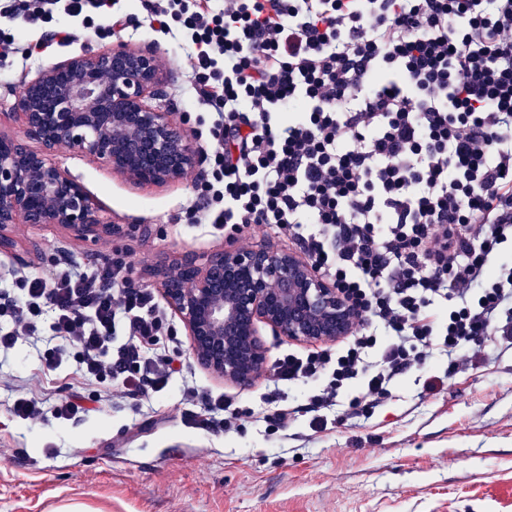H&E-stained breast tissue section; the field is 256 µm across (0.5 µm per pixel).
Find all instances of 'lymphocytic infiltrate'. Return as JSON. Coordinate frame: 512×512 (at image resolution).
Returning a JSON list of instances; mask_svg holds the SVG:
<instances>
[{"label":"lymphocytic infiltrate","mask_w":512,"mask_h":512,"mask_svg":"<svg viewBox=\"0 0 512 512\" xmlns=\"http://www.w3.org/2000/svg\"><path fill=\"white\" fill-rule=\"evenodd\" d=\"M110 0H0L22 28ZM179 29L212 114L197 221L265 225L299 245L356 308L336 350L283 353L278 381L318 380L310 427L341 389L379 403L434 353L473 364L512 346V0H149ZM0 293V349L51 335L100 395L161 391L168 316L122 262L22 277ZM131 345L116 349L117 329ZM15 417L72 420L80 399L17 398Z\"/></svg>","instance_id":"lymphocytic-infiltrate-1"}]
</instances>
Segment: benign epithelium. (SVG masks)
<instances>
[{"label":"benign epithelium","instance_id":"7a95c632","mask_svg":"<svg viewBox=\"0 0 512 512\" xmlns=\"http://www.w3.org/2000/svg\"><path fill=\"white\" fill-rule=\"evenodd\" d=\"M158 80L155 52L119 43L46 69L22 87L16 117L23 138H0V249L11 246L8 230L16 224H59L79 238L114 231L83 187L52 162L60 146L111 165L135 184L177 180L197 166L190 135L148 102ZM154 274L197 364L241 386L266 371L258 324L318 343L349 335L356 319L334 284L287 250L184 255Z\"/></svg>","mask_w":512,"mask_h":512}]
</instances>
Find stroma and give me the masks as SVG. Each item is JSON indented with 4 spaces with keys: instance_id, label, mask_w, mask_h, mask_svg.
I'll use <instances>...</instances> for the list:
<instances>
[{
    "instance_id": "1",
    "label": "stroma",
    "mask_w": 512,
    "mask_h": 512,
    "mask_svg": "<svg viewBox=\"0 0 512 512\" xmlns=\"http://www.w3.org/2000/svg\"><path fill=\"white\" fill-rule=\"evenodd\" d=\"M116 8L130 16L124 32L97 16L78 17L72 43L27 60L0 58V136L21 135L12 111L22 84L121 41L157 50L155 102L188 132L201 161L182 179L139 186L59 147L53 162L117 231L82 239L57 224L16 225L12 248L0 251V290L16 291L25 275L120 257L133 281L154 291L153 269L233 244L223 231L187 221L197 200L193 184L211 167L209 114L195 103L188 52L154 31L143 0H117ZM169 321L173 333L158 349L177 355L182 371L146 398L106 399L73 364L45 367V336L0 355V512H512V349L485 342L466 368L438 354L387 401L358 404L344 390L326 431H312L302 416L284 432L265 418L272 372L246 388L225 382L193 360L178 316ZM191 389L233 396L252 415L228 432L194 428L182 418ZM20 394L47 403L78 394L90 412L75 422H24L10 413Z\"/></svg>"
}]
</instances>
